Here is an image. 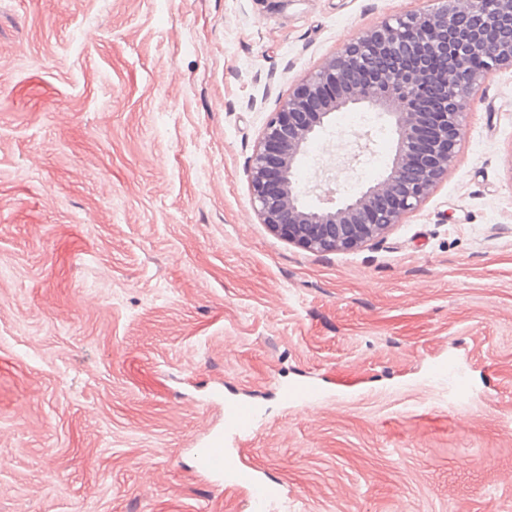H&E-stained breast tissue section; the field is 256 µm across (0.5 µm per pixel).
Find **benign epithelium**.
<instances>
[{
  "label": "benign epithelium",
  "instance_id": "1",
  "mask_svg": "<svg viewBox=\"0 0 512 512\" xmlns=\"http://www.w3.org/2000/svg\"><path fill=\"white\" fill-rule=\"evenodd\" d=\"M382 21L303 76L266 120L248 168L261 223L311 253L351 251L417 211L455 167L459 130L495 72L512 70V0H435ZM365 105L396 138L384 173L337 201L336 176L316 184L325 205L303 203L298 168L335 113Z\"/></svg>",
  "mask_w": 512,
  "mask_h": 512
}]
</instances>
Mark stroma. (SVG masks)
Instances as JSON below:
<instances>
[{"label":"stroma","instance_id":"stroma-1","mask_svg":"<svg viewBox=\"0 0 512 512\" xmlns=\"http://www.w3.org/2000/svg\"><path fill=\"white\" fill-rule=\"evenodd\" d=\"M431 0H0V512H249L191 468L208 387L290 512H512V71L382 239L279 238L248 166L292 85ZM341 117L300 168L337 165ZM466 366V408L429 379ZM318 377L317 408L278 386Z\"/></svg>","mask_w":512,"mask_h":512}]
</instances>
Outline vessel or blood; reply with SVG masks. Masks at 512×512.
Instances as JSON below:
<instances>
[{
  "instance_id": "b4317fda",
  "label": "vessel or blood",
  "mask_w": 512,
  "mask_h": 512,
  "mask_svg": "<svg viewBox=\"0 0 512 512\" xmlns=\"http://www.w3.org/2000/svg\"><path fill=\"white\" fill-rule=\"evenodd\" d=\"M428 373L434 380L445 384L450 394L464 398L470 388L465 369L454 359L443 358L431 362ZM326 396L321 383L307 377L281 388L282 406L308 409ZM208 401L224 409V425L210 432L192 448L191 455L196 470L214 489L231 484L246 489L253 512H288V494L275 485L258 466L243 462L239 448L243 441L253 437L262 416L261 406L250 399L229 397L223 387L212 388Z\"/></svg>"
}]
</instances>
